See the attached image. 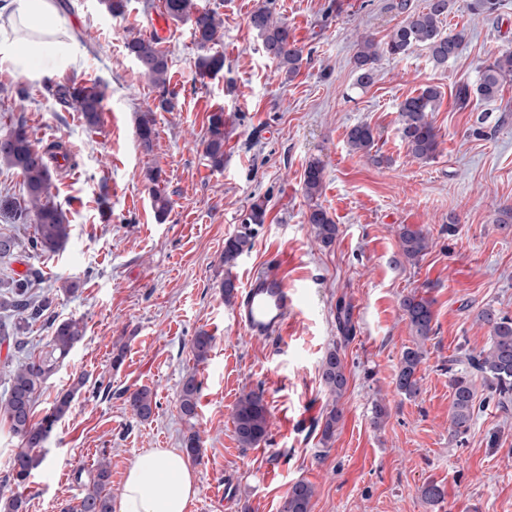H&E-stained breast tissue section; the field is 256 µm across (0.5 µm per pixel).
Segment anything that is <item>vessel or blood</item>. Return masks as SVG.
<instances>
[{"instance_id":"b4317fda","label":"vessel or blood","mask_w":512,"mask_h":512,"mask_svg":"<svg viewBox=\"0 0 512 512\" xmlns=\"http://www.w3.org/2000/svg\"><path fill=\"white\" fill-rule=\"evenodd\" d=\"M296 298L297 291L280 265L266 266L245 282L233 310L234 321L252 338L274 337L294 309Z\"/></svg>"}]
</instances>
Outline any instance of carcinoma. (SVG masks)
<instances>
[{"instance_id":"cac0c4a2","label":"carcinoma","mask_w":512,"mask_h":512,"mask_svg":"<svg viewBox=\"0 0 512 512\" xmlns=\"http://www.w3.org/2000/svg\"><path fill=\"white\" fill-rule=\"evenodd\" d=\"M451 0H427L423 9L413 6L412 0H390L389 11L403 16L388 39L382 43L370 36L357 42L354 55L355 84L360 88L371 86L377 77V65L384 55L402 56L415 47L427 49L435 66L441 67L453 58L464 40V32H445L443 20L447 17ZM165 14L174 21L189 22L193 26L195 42L199 51L195 61L199 79L215 78L224 68V56L212 51V45L222 37V21L217 13L199 7L197 0H163ZM250 26L262 41L265 53L276 60L288 78L295 77L304 61L303 49L290 36L288 27L273 20L271 11L260 6L250 15ZM127 54L143 68L147 77L163 88L159 109L170 112L174 109L168 98V56L158 44L143 36L133 37L125 44ZM512 76V49L499 53L483 68L479 83L471 86L462 83L456 86L455 99L462 108L475 100L490 101L501 90L502 81ZM442 92L440 87L429 85L416 95L406 98L399 107L398 131L408 152L415 159L426 161L434 157L438 147V132L433 122ZM55 96L64 105L81 113L90 129L101 123L102 93L97 83L79 85L75 83L56 86ZM136 136L147 152L152 150L155 137L153 112H142L136 121ZM226 121L224 113L210 115L205 141V152L216 168L224 166V141ZM350 148L370 154L375 145L373 129L367 124H357L347 133ZM0 162L16 169L22 175L28 207L25 216L34 223V234L23 243L15 237L0 234V258L11 257L24 246L38 254H54L60 251L70 236V224L58 204L52 200V173L46 161V153L40 151L31 139L26 126L19 122L7 134L0 137ZM324 184V168L317 160L310 162L305 171L303 188L309 199L321 194ZM267 205L258 199L250 206L241 230L224 241V299L230 300L236 291L232 270L239 258L251 247L252 225L266 220ZM307 223L311 225L315 239L324 248L336 243L338 227L328 212L321 206L310 208ZM400 258L416 264L429 249V238L424 231L404 224L398 232ZM47 297L38 299L29 293L26 275L10 277L0 282V342L12 341L17 351L22 352L26 342L22 335L29 324L44 315L49 307ZM402 318L407 321L414 334V345L405 348L400 356L396 387L400 394L414 397L419 393L420 378L417 372L423 362L425 342L435 334L433 302L414 290L399 301ZM481 319L490 327V338L486 347L477 353L466 355L469 369L456 372L448 367L449 384L453 401L450 423L455 434L468 431L475 413V386L473 376L481 377L490 394L495 396L503 410L512 404V316L485 309ZM84 328L80 322L69 319L53 325V333L46 350L38 355L28 354L15 369L8 370L4 384V398L0 400V417L8 422L10 430L20 441L6 479L16 487L25 485L31 473L43 462L36 449L44 447L55 422L69 411L75 391L58 395L50 414L43 419L34 418V401L38 390L51 375L56 364L65 359L72 348L83 339ZM214 337L199 333L191 341V349L197 361H205L212 349ZM320 371L323 383L339 402L347 387L348 378L344 358L336 344L328 348L321 359ZM202 384L194 374L185 377L179 393V409L182 417L192 420L197 415ZM131 412L147 420L158 407L154 394L147 387L138 388L125 398ZM341 410L332 406L322 419L321 442L326 445L336 433ZM232 419L239 445L255 448L269 434L270 411L261 389L243 392L233 407ZM112 476L109 462H98L93 476L86 484L85 494L76 507V512H112V500L104 493ZM421 497L429 504H437L444 498V490L435 482H427L420 488ZM314 495L313 486L305 481L295 482L288 492L280 512H310ZM26 502L18 493L0 495V512H25Z\"/></svg>"}]
</instances>
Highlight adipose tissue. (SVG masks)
<instances>
[{"label":"adipose tissue","instance_id":"adipose-tissue-1","mask_svg":"<svg viewBox=\"0 0 512 512\" xmlns=\"http://www.w3.org/2000/svg\"><path fill=\"white\" fill-rule=\"evenodd\" d=\"M11 20L26 37L0 34V63L32 79L45 76L60 52L61 17L55 0H5ZM197 495L194 474L174 449H150L127 470L116 512H188Z\"/></svg>","mask_w":512,"mask_h":512}]
</instances>
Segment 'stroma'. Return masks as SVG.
Masks as SVG:
<instances>
[{"instance_id": "35a3bbf8", "label": "stroma", "mask_w": 512, "mask_h": 512, "mask_svg": "<svg viewBox=\"0 0 512 512\" xmlns=\"http://www.w3.org/2000/svg\"><path fill=\"white\" fill-rule=\"evenodd\" d=\"M223 21L218 50L224 69L213 80L195 78L197 51L188 23H172L166 49L168 88L175 108L156 110L160 94L127 55L125 43L162 0H130L125 16H112L101 0H57L66 27L60 35L77 67L57 58L52 81L97 83L104 92L99 128L59 103L43 81L0 66V135L23 119L39 147L61 145L74 166H53V200L70 224L64 250L19 253L0 261V279L24 269L32 294L49 297L44 317L30 324L32 352L48 341L50 320L76 319L83 340L43 385L35 418L49 413L79 376L88 382L60 420L23 495L26 512H61L85 491L78 467L111 465L107 487L119 498L130 464L151 448H178L188 429L201 437L202 455L191 462L198 489L189 512H280L296 481L315 494L311 512H512V412L499 411L483 380L479 408L468 432L450 427L448 360L483 349L490 329L483 309L512 315V232L496 218L512 208V77L498 99L459 108L457 83L477 84L483 62L512 48V0H498L492 15H477L472 0H452L444 28L464 32L459 53L442 67L426 51L383 56L370 87L355 84L353 55L360 37L385 41L400 19L389 0H198ZM285 23L310 61L295 77L268 58L249 17L259 5ZM442 98L433 121L439 145L433 159L407 151L398 132V107L428 85ZM223 110L224 167L204 153L208 119ZM153 112L156 136L144 151L136 118ZM486 123H478L480 114ZM365 123L376 134L372 155L354 152L348 130ZM324 167L323 190L308 199L304 171ZM158 168L159 190L170 209L157 219L146 178ZM20 173L0 164V234L27 238L19 219ZM267 216L252 248L238 261L236 286L281 256L289 278L305 288L278 337L255 339L238 329L224 300V241L240 228L256 199ZM320 204L333 217L332 248L315 240L307 215ZM414 224L430 248L418 264H396L398 230ZM77 283L66 293L68 283ZM419 291L433 299L436 333L427 341L418 375L420 393L396 389L400 354L414 337L400 298ZM350 307L354 331L344 338L339 307ZM214 338L208 359L196 362L191 341ZM341 344L349 382L333 400L321 380L325 350ZM120 366H113L115 355ZM202 383L197 416L179 410L183 378ZM148 387L154 415L142 420L123 391ZM261 388L270 410V433L255 448L239 447L232 409L242 391ZM389 416L373 427L372 406ZM342 418L329 444L317 423L331 406ZM437 482L443 503H425L420 488Z\"/></svg>"}]
</instances>
